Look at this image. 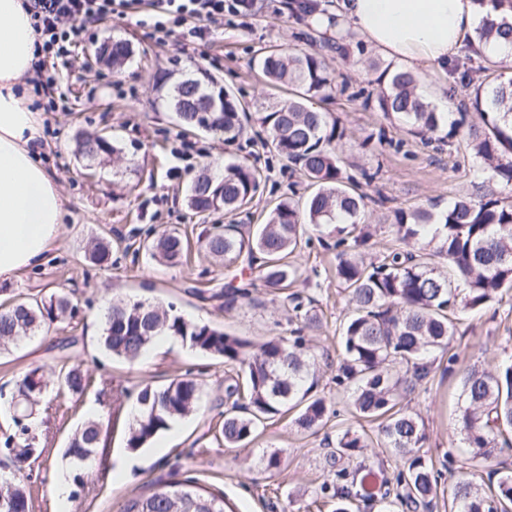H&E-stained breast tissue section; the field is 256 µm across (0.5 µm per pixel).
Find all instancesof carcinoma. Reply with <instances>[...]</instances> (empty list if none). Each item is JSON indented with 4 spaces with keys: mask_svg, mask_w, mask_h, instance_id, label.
Masks as SVG:
<instances>
[{
    "mask_svg": "<svg viewBox=\"0 0 512 512\" xmlns=\"http://www.w3.org/2000/svg\"><path fill=\"white\" fill-rule=\"evenodd\" d=\"M477 37L503 38L512 44V22L488 13ZM111 51L116 67L132 53L121 40L112 42ZM259 67L272 83L297 89V99L260 113L259 120L270 131L275 152L303 172L313 191L277 204L253 234H242L235 224L205 232L201 249L230 264L257 266L267 287L286 288L298 276L290 257L301 248L305 226L332 227L339 258L336 279L354 305L353 314L339 326L343 358L336 384L348 386L352 406L361 417L379 421L374 437L364 429L349 428L336 435V448L329 455L341 482L336 487V512H350V506L377 497L388 508L429 512L440 474L421 452L423 424L399 403L430 375L424 356L448 350L459 316L489 306L499 293L512 288V202L478 186L438 215L397 209L390 228L398 247L364 263L358 254L368 237L359 227V215L368 196L341 175L336 141L343 138V128L330 113L313 107L314 101L331 95L335 78L315 50H271L259 60ZM482 70L479 65L463 74L461 86L468 91L465 111L451 121L423 99L417 78L406 70L383 72L387 83L377 106L387 117L402 118L414 132L435 135L448 144L466 123V110L474 109L482 122L471 130L475 159L491 173V180L512 192V78L489 85L480 80ZM156 86L166 90L182 127L222 133L227 140L242 133L239 101L208 76L171 85L164 72L157 75ZM76 153L89 166L104 165L120 148L106 135L81 133L76 136ZM260 180L254 167L227 164L222 173H203L193 181L188 207L197 214L233 212L253 201ZM187 248L176 231H166L145 245L151 258L171 264ZM438 258L448 271L436 265ZM69 308L64 295L15 301L0 310V347L37 336ZM294 332L298 336L292 341L271 336L256 344L218 325L189 321L171 306L120 300L107 308L101 344L109 354L134 361L158 337L168 336L224 360L236 378L225 388L231 404L224 412L220 441L227 448H241L252 441L260 425L292 409L297 410L294 424L303 431L327 424L325 400L310 395L307 387V381L317 377L318 361L308 354L301 329ZM94 384L95 379L78 367L56 370L38 365L18 384V399L11 401L13 420L18 424L20 418L31 416L50 385L61 397L82 395ZM203 397L201 384L190 376L163 387L144 386L136 397L138 410L129 424L127 448L144 447L175 420L195 412ZM460 399L457 426L471 461L485 462L512 449V438L507 437L512 432V355L494 371L464 372ZM104 432V424L91 418L71 436L64 453L72 464L71 479L84 482ZM373 442L407 457V470L397 478L403 490L393 500L387 491L378 494V474L371 465L358 460L352 472L344 466ZM5 445L19 470L38 452L33 437ZM29 498L22 480L0 482V512H29ZM120 512H225L224 495L203 492L188 479L130 497ZM448 512H512V472L500 474L490 497L461 474L451 486Z\"/></svg>",
    "mask_w": 512,
    "mask_h": 512,
    "instance_id": "obj_1",
    "label": "carcinoma"
}]
</instances>
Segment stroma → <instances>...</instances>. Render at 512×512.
<instances>
[{"instance_id": "1", "label": "stroma", "mask_w": 512, "mask_h": 512, "mask_svg": "<svg viewBox=\"0 0 512 512\" xmlns=\"http://www.w3.org/2000/svg\"><path fill=\"white\" fill-rule=\"evenodd\" d=\"M289 0H254L248 17L225 15L209 40L189 43L180 33L158 41L144 21L150 16L148 0L135 13L112 17L96 31L81 33L74 51L59 68L58 94L66 109L41 115L44 149L41 165L67 201L60 236L39 265L15 279L0 282V305L22 297L67 296L71 311L46 327L30 342L0 352V394L11 397L17 382L30 368L50 364L81 366L105 394L57 399L48 421L39 425V457L30 459L25 473L31 512H58L52 494L54 476L66 461L63 451L77 426L90 417L112 420L105 456L97 460L85 485L68 500V512H117L124 499L148 493L155 486L194 478L199 485L224 494L230 512H333L336 484L327 452L340 428L359 429L360 419L350 397L336 384L342 358L337 328L353 307L336 280V250L327 229L307 227L310 243L294 257L300 277L291 295L276 294L259 285V271H245L256 280L250 298L232 310L211 300L223 288L234 268L213 260L197 241L214 224H235L241 231L256 229L277 203L299 199L310 192L308 179L273 150L271 134L251 115L267 112L290 97L286 86L268 84L257 68L263 52L303 48L320 52L336 77L332 95L320 101L321 111L332 113L345 135L337 146L345 175L376 172L367 195L382 192L387 206L368 205L361 222L373 237L367 259L395 246L388 229L392 209L445 210L473 184L487 181L467 148L466 138L448 146L424 142L405 125L384 116L373 102L381 90L378 81L391 61L359 41L337 50L335 39L317 32L308 18L289 11ZM131 43L133 54L121 72L88 67L86 51L105 40ZM481 56L464 44L445 71L429 70L418 76L421 94L440 88L456 105L463 90L459 71L477 66ZM173 79L208 72L240 101L250 118L243 134L225 141L220 134L186 135L164 94L156 91L157 70ZM403 140L401 150L379 145L375 135ZM111 133L121 150L115 162L87 171L75 155L78 132ZM190 145L180 155L181 145ZM212 163L214 172L225 164L242 163L261 170L263 179L253 202L233 213L200 216L187 207L186 195L201 167ZM172 228L189 237L187 259L162 265L145 254L142 244ZM110 242V264L89 258L96 239ZM137 297L174 305L178 314L200 323H217L224 330L260 343L272 336H290L300 328L297 311L316 314V323L303 330L306 345L319 364L315 394L325 397L333 417L317 433L298 430L293 413L268 420L244 448H227L215 438L224 419V386L232 373L222 360L195 351L181 341L154 343L141 361L130 363L102 347L104 314L111 302ZM512 355V290L502 301L465 316L448 345L436 355L427 383L417 388L402 407L423 422L428 440L425 452L442 478L432 512H448V488L465 465L457 429L461 372L478 367L493 369L501 354ZM192 375L202 382L201 409L176 426L161 432L143 448L125 445L127 418L113 419L112 390L135 397L144 386L161 387ZM279 452L280 466L264 471L261 458Z\"/></svg>"}]
</instances>
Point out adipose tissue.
<instances>
[{
	"instance_id": "obj_1",
	"label": "adipose tissue",
	"mask_w": 512,
	"mask_h": 512,
	"mask_svg": "<svg viewBox=\"0 0 512 512\" xmlns=\"http://www.w3.org/2000/svg\"><path fill=\"white\" fill-rule=\"evenodd\" d=\"M491 9L487 0H336V35L355 34L413 68L443 69ZM35 40L24 0H0V281L41 262L65 211L38 161L37 114L16 91L32 74Z\"/></svg>"
}]
</instances>
